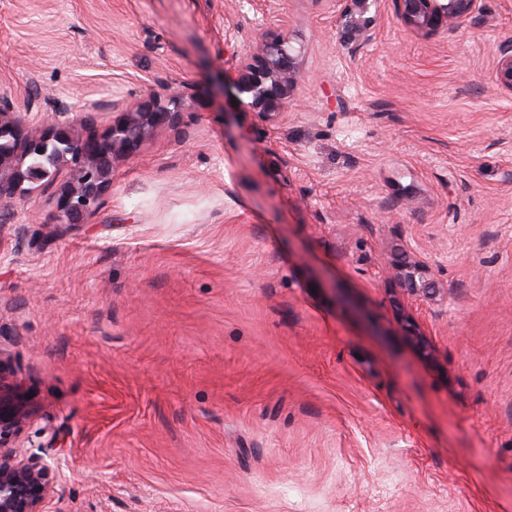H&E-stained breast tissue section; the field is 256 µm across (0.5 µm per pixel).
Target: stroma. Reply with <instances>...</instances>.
Returning <instances> with one entry per match:
<instances>
[{
    "label": "stroma",
    "instance_id": "35a3bbf8",
    "mask_svg": "<svg viewBox=\"0 0 512 512\" xmlns=\"http://www.w3.org/2000/svg\"><path fill=\"white\" fill-rule=\"evenodd\" d=\"M344 7L0 0L16 111L181 112L85 223L57 219L63 167L0 228L45 512H512V0L427 37L381 0L357 52ZM278 13L300 76L267 120L224 71ZM496 78L498 83L512 91V44L505 43L500 48Z\"/></svg>",
    "mask_w": 512,
    "mask_h": 512
}]
</instances>
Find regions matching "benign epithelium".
Returning <instances> with one entry per match:
<instances>
[{
    "instance_id": "obj_1",
    "label": "benign epithelium",
    "mask_w": 512,
    "mask_h": 512,
    "mask_svg": "<svg viewBox=\"0 0 512 512\" xmlns=\"http://www.w3.org/2000/svg\"><path fill=\"white\" fill-rule=\"evenodd\" d=\"M344 23L338 35L353 50L373 39L364 14L369 0H348ZM477 0H394L397 17L405 26L422 35H430L466 18ZM297 75L296 58L287 42L271 33L261 38L257 52L235 60L226 84L241 94L250 95L247 108L266 119L279 114L288 104ZM496 78L512 91V44L500 48ZM180 113L144 100L122 109L103 132L86 136L75 134L74 127L93 125L89 112H75L64 119L60 115L44 118L35 130L21 133V119L14 112L13 99L0 94V228L16 220L14 209L1 204L25 182L52 177L59 167L71 171V179L60 185L56 209L64 224L84 223L97 209L99 200L112 180L115 162L131 157L152 128L178 122ZM424 265L416 263L405 279L414 296L432 294V283L416 277ZM20 384L0 377V512H44L43 503L57 494L49 464L37 455H25L12 446L23 431L28 411L19 397Z\"/></svg>"
}]
</instances>
